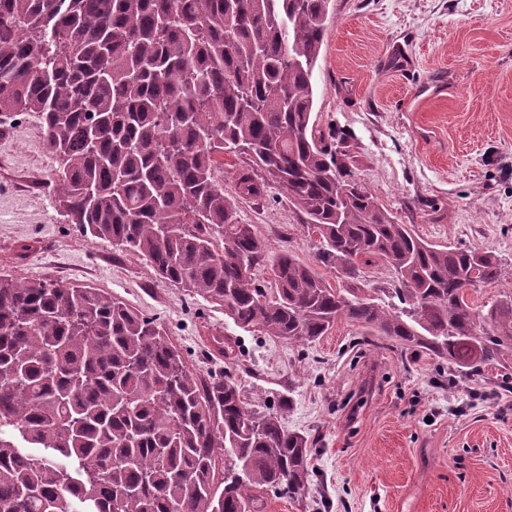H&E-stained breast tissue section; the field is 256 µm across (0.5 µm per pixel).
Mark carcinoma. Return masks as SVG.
Instances as JSON below:
<instances>
[{"mask_svg": "<svg viewBox=\"0 0 512 512\" xmlns=\"http://www.w3.org/2000/svg\"><path fill=\"white\" fill-rule=\"evenodd\" d=\"M330 0H0V115L36 112L65 223L142 257L242 328L305 345L345 318L512 393V290L497 255L431 244L355 178L314 115ZM249 157L235 197L217 155ZM335 288L266 246L235 200L272 187ZM392 269L399 304L366 294ZM25 442L44 449L26 454ZM314 441L202 379L164 327L108 293L0 275V512H263L309 488ZM365 276L367 279L368 286L366 288H377L374 292H370L371 296H376L378 298L384 299L386 301H393L389 300L382 291L379 289H382L384 291H390L389 288H395V285L397 286L396 277L391 271L390 268H388L385 264L382 262L375 264L370 267H366L364 269Z\"/></svg>", "mask_w": 512, "mask_h": 512, "instance_id": "cac0c4a2", "label": "carcinoma"}]
</instances>
